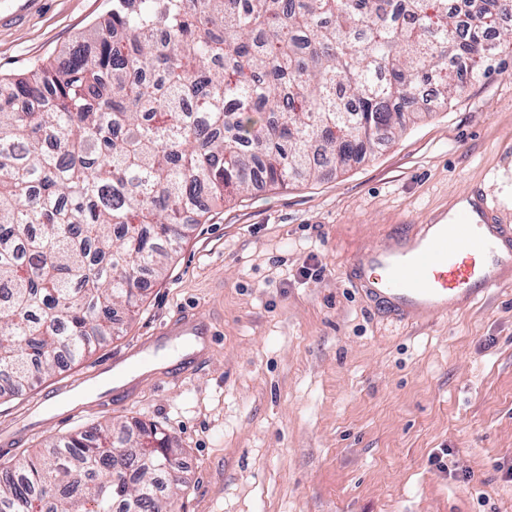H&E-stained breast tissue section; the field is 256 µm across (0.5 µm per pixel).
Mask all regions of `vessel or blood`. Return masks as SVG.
Masks as SVG:
<instances>
[{
  "instance_id": "b4317fda",
  "label": "vessel or blood",
  "mask_w": 512,
  "mask_h": 512,
  "mask_svg": "<svg viewBox=\"0 0 512 512\" xmlns=\"http://www.w3.org/2000/svg\"><path fill=\"white\" fill-rule=\"evenodd\" d=\"M351 283L367 298L402 318L447 315L512 280V225L501 223L482 201L410 225L382 246L366 248L349 263ZM199 313L185 311L165 325L133 359L119 357L108 381L86 377L85 398L106 402L130 397V365H149L163 356L169 338L193 342L207 336Z\"/></svg>"
}]
</instances>
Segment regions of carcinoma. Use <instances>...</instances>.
<instances>
[{
	"label": "carcinoma",
	"mask_w": 512,
	"mask_h": 512,
	"mask_svg": "<svg viewBox=\"0 0 512 512\" xmlns=\"http://www.w3.org/2000/svg\"><path fill=\"white\" fill-rule=\"evenodd\" d=\"M112 0L93 45L0 78V394L112 335L210 208L344 166L512 45V0ZM147 436L158 444L149 452ZM175 438L97 425L0 461V512H174Z\"/></svg>",
	"instance_id": "1"
}]
</instances>
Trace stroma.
I'll return each mask as SVG.
<instances>
[{
    "instance_id": "obj_1",
    "label": "stroma",
    "mask_w": 512,
    "mask_h": 512,
    "mask_svg": "<svg viewBox=\"0 0 512 512\" xmlns=\"http://www.w3.org/2000/svg\"><path fill=\"white\" fill-rule=\"evenodd\" d=\"M111 10L112 0H0V75L63 62ZM429 110L344 168L212 207L112 338L0 398V457L138 420L182 450L176 512H512V286L399 321L346 273L360 246L478 191L512 222V51ZM312 259L321 277L302 278ZM186 310L214 331L197 374L172 381L157 368L130 399L49 416L58 388Z\"/></svg>"
}]
</instances>
